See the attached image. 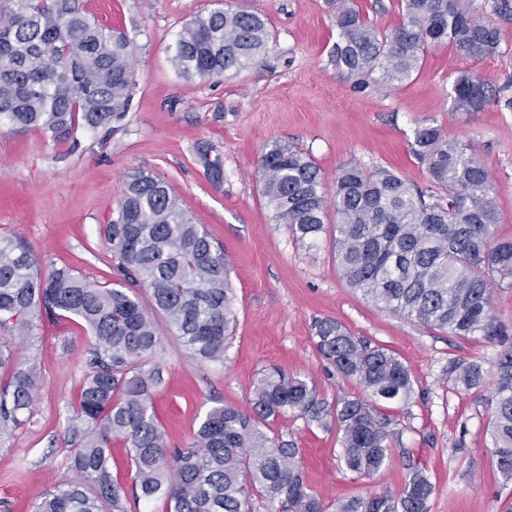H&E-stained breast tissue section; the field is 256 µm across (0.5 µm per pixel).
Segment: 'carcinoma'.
Returning a JSON list of instances; mask_svg holds the SVG:
<instances>
[{
  "mask_svg": "<svg viewBox=\"0 0 512 512\" xmlns=\"http://www.w3.org/2000/svg\"><path fill=\"white\" fill-rule=\"evenodd\" d=\"M401 7L403 23L387 32L346 3L339 6L333 57L358 87L403 84L427 49L444 42L472 59L499 47L496 29L475 18V0H401ZM270 40L260 14L214 9L185 27L171 62L188 78L209 80L247 68ZM132 82L128 40L88 18L79 0H0V123L56 141L80 128H106L128 105ZM492 92L486 79L464 73L454 82L453 111L478 112ZM211 152L202 147L197 155L219 182L222 160ZM412 153L431 190L389 168L345 164L334 181L336 221L330 224L320 167L302 149L275 142L258 167L261 195L276 223L298 240L314 246L331 236L343 278L375 305L434 329L493 341L505 327L493 309L492 286L512 288V238L497 233L489 168L434 125L415 129ZM104 237L119 272L111 288L93 286L69 268L44 272L30 247L0 238V369L9 371L0 386V439L25 424L39 390L35 364L11 348L10 336L29 339L46 318L77 321L94 338L68 420V466L77 479L44 494L33 512H126L110 467L114 439L129 450L134 498L162 496L170 512H255L256 497L268 512H427L433 486L415 463L407 465L397 495L383 490L325 505L304 482L301 449L259 428L288 411L318 425L332 419L342 432L347 470L369 478L385 464L395 431L378 406L406 402L411 373L394 354L333 320L318 323L317 346L367 397L330 403L306 380L273 370L256 386L251 411L214 407L192 442L168 448L153 405L163 372L145 367L161 344L155 316L200 360L224 362L236 325L228 264L151 171L126 177ZM496 366L487 400L490 435L497 469L511 481L512 348L500 353ZM453 373L464 390L484 382L476 364H458Z\"/></svg>",
  "mask_w": 512,
  "mask_h": 512,
  "instance_id": "obj_1",
  "label": "carcinoma"
}]
</instances>
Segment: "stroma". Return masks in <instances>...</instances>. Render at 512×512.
<instances>
[{"mask_svg":"<svg viewBox=\"0 0 512 512\" xmlns=\"http://www.w3.org/2000/svg\"><path fill=\"white\" fill-rule=\"evenodd\" d=\"M88 17L130 40L134 82L129 105L110 130H79L78 148L37 130L0 127V237L30 246L42 269L69 267L102 287L117 279L101 230L116 217L120 187L135 169L153 171L221 245L236 290L237 324L223 362L192 355L163 334L153 362L165 382L154 395L167 444L191 442L213 407L248 409L264 369L276 366L336 401L362 395L337 374L316 346L319 321L342 323L355 337L386 348L410 370L408 403L388 409L396 436L372 479L348 471L337 429L286 412L261 429L295 441L306 482L323 503L370 490L399 493L408 461L428 475V512H512V481L497 470L487 432L495 362L512 344V288H495L493 307L511 334L505 342L455 336L380 308L350 288L330 240L307 247L275 223L260 192L259 160L273 142L308 152L333 183L347 163L395 169L427 188L411 144L421 124L440 126L467 144L492 175L498 233L512 237V19L492 8L478 13L500 45L479 60L444 43L427 50L411 81L357 88L332 60L338 39L336 0H81ZM247 9L266 16L273 42L254 66L211 80L187 79L171 56L183 28L200 12ZM485 78L498 96L478 112L452 109L463 73ZM213 147L224 178L212 182L196 154ZM90 333L74 322H43L13 349L35 356L39 392L28 421L0 440V512H32L46 491L73 479L67 431L87 369ZM457 364H477L484 385L453 381Z\"/></svg>","mask_w":512,"mask_h":512,"instance_id":"stroma-1","label":"stroma"}]
</instances>
